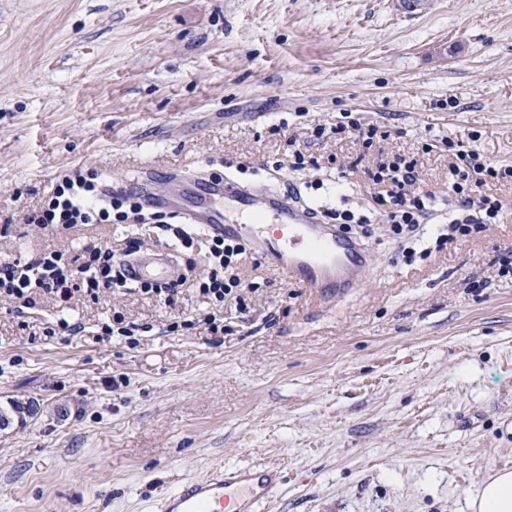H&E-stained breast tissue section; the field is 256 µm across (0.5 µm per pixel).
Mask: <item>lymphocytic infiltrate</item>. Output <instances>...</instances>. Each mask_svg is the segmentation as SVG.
Returning a JSON list of instances; mask_svg holds the SVG:
<instances>
[{"label": "lymphocytic infiltrate", "instance_id": "f902f5d3", "mask_svg": "<svg viewBox=\"0 0 512 512\" xmlns=\"http://www.w3.org/2000/svg\"><path fill=\"white\" fill-rule=\"evenodd\" d=\"M479 174L483 182H498L512 178V165L497 164L470 149L456 153L455 162L448 167V185L457 197L458 214L452 223L461 236L478 230L481 217H495L504 207L501 199L486 195L481 200L482 216L471 215V194L475 184L472 174ZM374 184H381L385 192L381 201L388 209L387 219L394 232L418 223L419 219L435 211L439 200L432 192L417 189L416 162L405 157L379 166L373 173ZM139 199L124 189H106L94 179L79 175L59 182L40 212L26 216L25 221L41 228L59 224L72 228L78 224H109L125 221L130 213L142 211ZM208 268L196 272L194 264L179 269L176 276L164 283L132 282L127 278L126 265L141 250L139 239L131 237L122 252H115L105 244L86 245L77 252L51 250L37 257L0 262V296L33 305L34 289L54 300L59 310L69 308L78 297L92 301L115 288L138 291L155 297L170 306L181 287L197 288L206 303L223 306L241 283L233 267L247 252L243 240L208 236Z\"/></svg>", "mask_w": 512, "mask_h": 512}]
</instances>
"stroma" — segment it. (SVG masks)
<instances>
[{
	"mask_svg": "<svg viewBox=\"0 0 512 512\" xmlns=\"http://www.w3.org/2000/svg\"><path fill=\"white\" fill-rule=\"evenodd\" d=\"M348 113L389 138L361 155L334 134ZM452 140L512 165V0H0V255L119 252L134 232L165 247L145 224H26L79 170L298 193L352 212L371 252L328 304L247 254L219 336L189 285L172 307L73 301L83 332L52 338L53 300L0 299V407L40 405L0 433V512H154L221 464L276 467L277 512H471L512 468V184L473 193L506 207L440 247L444 224L393 235L366 175L415 155L419 188L455 209ZM116 311L134 343L99 340Z\"/></svg>",
	"mask_w": 512,
	"mask_h": 512,
	"instance_id": "obj_1",
	"label": "stroma"
}]
</instances>
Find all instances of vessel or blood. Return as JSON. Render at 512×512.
Segmentation results:
<instances>
[{"label":"vessel or blood","mask_w":512,"mask_h":512,"mask_svg":"<svg viewBox=\"0 0 512 512\" xmlns=\"http://www.w3.org/2000/svg\"><path fill=\"white\" fill-rule=\"evenodd\" d=\"M151 209L178 211L212 234L245 239L252 252L271 262L290 281L321 300L358 286L369 261L367 251L338 225L326 224L278 191L256 193L228 180L198 181L196 188L173 185L166 192L136 183ZM175 273L169 251L136 257L129 274L163 282ZM276 468L218 467L206 478L187 479L164 496L160 512H257L279 488Z\"/></svg>","instance_id":"obj_1"}]
</instances>
